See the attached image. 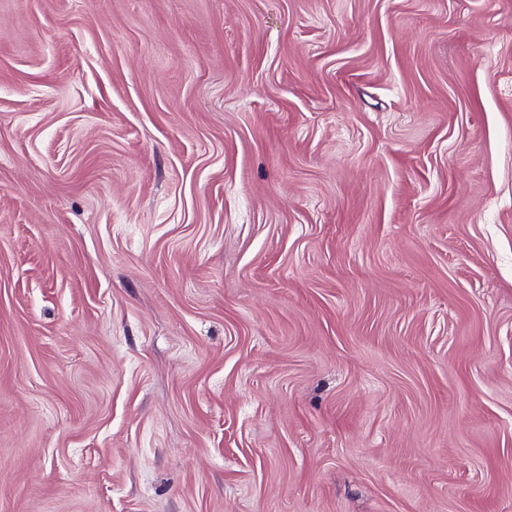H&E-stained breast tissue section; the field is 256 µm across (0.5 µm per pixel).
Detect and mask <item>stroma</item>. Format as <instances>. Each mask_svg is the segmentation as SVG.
<instances>
[{
  "label": "stroma",
  "mask_w": 512,
  "mask_h": 512,
  "mask_svg": "<svg viewBox=\"0 0 512 512\" xmlns=\"http://www.w3.org/2000/svg\"><path fill=\"white\" fill-rule=\"evenodd\" d=\"M0 512H512V0H0Z\"/></svg>",
  "instance_id": "stroma-1"
}]
</instances>
